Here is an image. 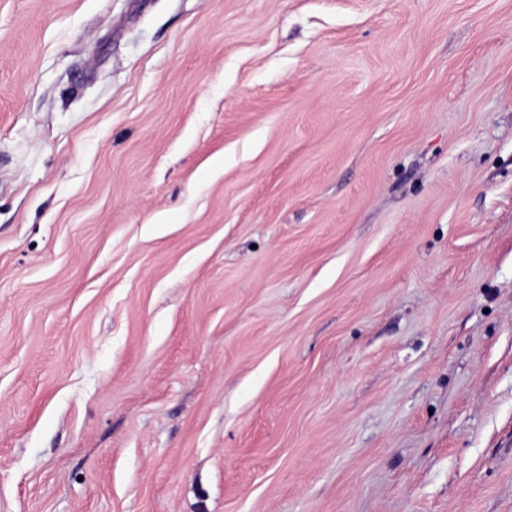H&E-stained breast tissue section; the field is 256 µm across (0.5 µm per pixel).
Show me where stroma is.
Listing matches in <instances>:
<instances>
[{"mask_svg":"<svg viewBox=\"0 0 512 512\" xmlns=\"http://www.w3.org/2000/svg\"><path fill=\"white\" fill-rule=\"evenodd\" d=\"M0 512H512V0H0Z\"/></svg>","mask_w":512,"mask_h":512,"instance_id":"1","label":"stroma"}]
</instances>
